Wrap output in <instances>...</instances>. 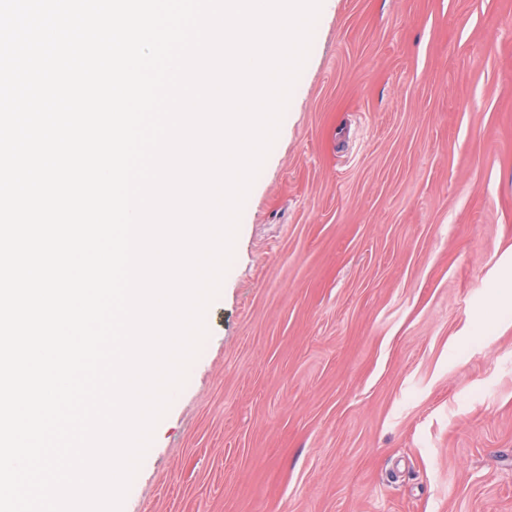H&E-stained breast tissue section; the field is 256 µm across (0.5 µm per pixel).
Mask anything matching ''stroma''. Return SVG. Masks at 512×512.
I'll return each mask as SVG.
<instances>
[{
  "label": "stroma",
  "instance_id": "35a3bbf8",
  "mask_svg": "<svg viewBox=\"0 0 512 512\" xmlns=\"http://www.w3.org/2000/svg\"><path fill=\"white\" fill-rule=\"evenodd\" d=\"M512 0H323L122 512H512Z\"/></svg>",
  "mask_w": 512,
  "mask_h": 512
}]
</instances>
